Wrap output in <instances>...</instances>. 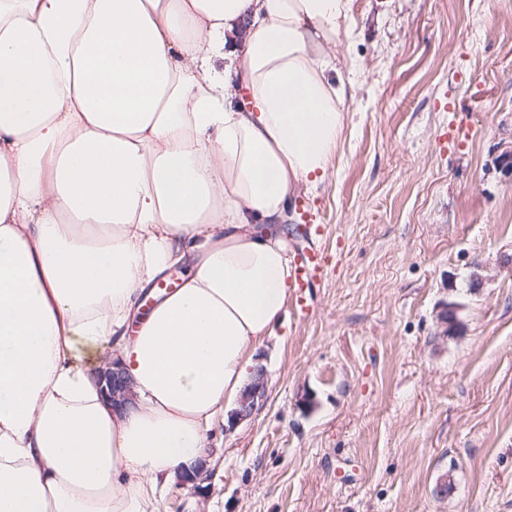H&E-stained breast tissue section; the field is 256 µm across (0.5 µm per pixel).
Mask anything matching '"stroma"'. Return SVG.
Masks as SVG:
<instances>
[{
	"label": "stroma",
	"instance_id": "35a3bbf8",
	"mask_svg": "<svg viewBox=\"0 0 512 512\" xmlns=\"http://www.w3.org/2000/svg\"><path fill=\"white\" fill-rule=\"evenodd\" d=\"M338 53L358 84L295 200L329 272L259 352L262 409L158 512H512V0H352Z\"/></svg>",
	"mask_w": 512,
	"mask_h": 512
}]
</instances>
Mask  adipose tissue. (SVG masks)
Returning a JSON list of instances; mask_svg holds the SVG:
<instances>
[{"label":"adipose tissue","instance_id":"adipose-tissue-1","mask_svg":"<svg viewBox=\"0 0 512 512\" xmlns=\"http://www.w3.org/2000/svg\"><path fill=\"white\" fill-rule=\"evenodd\" d=\"M351 5L0 0V512H156L207 455L286 312ZM100 380L105 383V389L112 398V405L123 408L131 400V386L128 377L118 367H108L99 373Z\"/></svg>","mask_w":512,"mask_h":512}]
</instances>
